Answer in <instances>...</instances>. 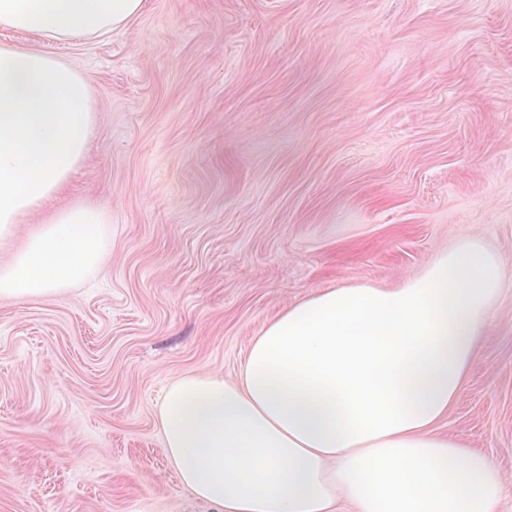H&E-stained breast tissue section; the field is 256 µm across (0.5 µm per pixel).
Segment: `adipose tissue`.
Returning <instances> with one entry per match:
<instances>
[{
	"label": "adipose tissue",
	"instance_id": "adipose-tissue-1",
	"mask_svg": "<svg viewBox=\"0 0 512 512\" xmlns=\"http://www.w3.org/2000/svg\"><path fill=\"white\" fill-rule=\"evenodd\" d=\"M144 0H0V28L68 40L101 35ZM97 118L72 62L0 46V239L69 182ZM105 217L77 202L0 268V297L81 282L105 257ZM505 272L482 241L436 256L400 287L332 288L291 306L251 343L236 380L200 373L160 408L181 483L219 512H497L487 454L437 433L458 398Z\"/></svg>",
	"mask_w": 512,
	"mask_h": 512
}]
</instances>
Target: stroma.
Segmentation results:
<instances>
[{"label":"stroma","instance_id":"stroma-1","mask_svg":"<svg viewBox=\"0 0 512 512\" xmlns=\"http://www.w3.org/2000/svg\"><path fill=\"white\" fill-rule=\"evenodd\" d=\"M2 45L89 77L95 134L52 205L99 206L107 255L0 297V512H217L166 455L170 385L236 380L289 305L467 239L507 278L437 431L512 491V0H145L105 35Z\"/></svg>","mask_w":512,"mask_h":512}]
</instances>
